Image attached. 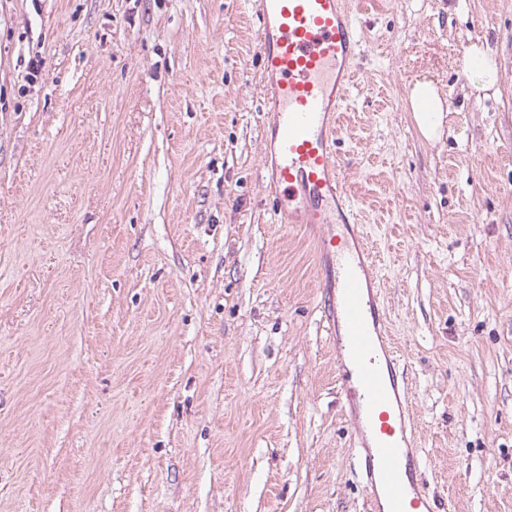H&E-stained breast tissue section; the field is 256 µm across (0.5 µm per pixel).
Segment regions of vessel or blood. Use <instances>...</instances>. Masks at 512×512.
<instances>
[{"instance_id":"b4317fda","label":"vessel or blood","mask_w":512,"mask_h":512,"mask_svg":"<svg viewBox=\"0 0 512 512\" xmlns=\"http://www.w3.org/2000/svg\"><path fill=\"white\" fill-rule=\"evenodd\" d=\"M256 49L262 109L271 113L269 194L317 225L332 266L324 311L344 407L361 448L373 512H436L420 472L401 356L385 326L372 251L351 205L337 143L360 38L350 0H260Z\"/></svg>"}]
</instances>
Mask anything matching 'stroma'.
<instances>
[{
  "instance_id": "stroma-1",
  "label": "stroma",
  "mask_w": 512,
  "mask_h": 512,
  "mask_svg": "<svg viewBox=\"0 0 512 512\" xmlns=\"http://www.w3.org/2000/svg\"><path fill=\"white\" fill-rule=\"evenodd\" d=\"M257 2L0 0V512H370L318 231L266 192ZM358 29L339 156L425 479L512 512V0H367ZM459 67L460 73L478 92L491 89L499 80L498 66L481 44H471L461 58ZM409 100L415 121L424 137L428 140L439 137L447 110L432 81L425 78L416 80Z\"/></svg>"
}]
</instances>
